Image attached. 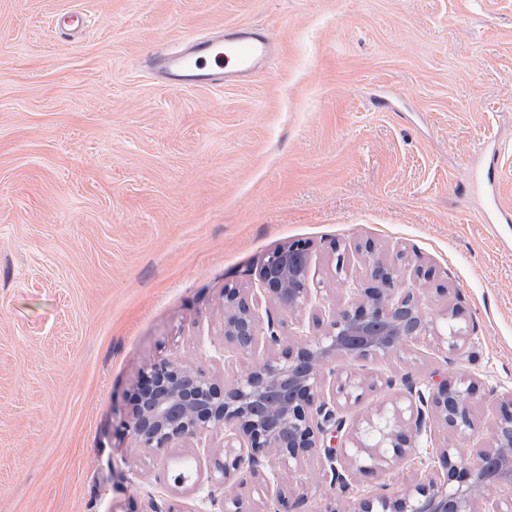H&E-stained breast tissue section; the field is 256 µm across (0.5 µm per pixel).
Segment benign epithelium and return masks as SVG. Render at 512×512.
<instances>
[{"label": "benign epithelium", "instance_id": "obj_1", "mask_svg": "<svg viewBox=\"0 0 512 512\" xmlns=\"http://www.w3.org/2000/svg\"><path fill=\"white\" fill-rule=\"evenodd\" d=\"M355 250L364 257L368 280L347 283L350 301L326 317H315L316 324H325L322 334L295 351L277 350L287 322L269 311L263 316L261 310L268 304L283 315L293 314L318 297L319 289L309 280L307 244L294 242L262 257L253 270L262 284L260 292L251 293L236 283L226 285L224 343L246 354L262 348L267 355L230 383H220L205 370L173 357L153 363L134 393L127 422L138 447L157 457L207 431L235 430L237 435L224 438V458L216 467L226 478L246 472L264 484L273 501L272 512H279L283 497L270 478L298 468L315 453H323L343 488L366 470L363 457L385 467L405 455L410 439L398 417L381 430L379 447L389 449L386 454L362 447L356 433L344 432L346 421L337 415L336 399L352 398L359 383L336 367L333 357L338 353L350 360L384 356L410 339L441 338L443 332L417 297V283L428 280L431 273L418 267L414 282L407 283L402 280L403 252L384 264L369 242ZM328 384L334 391L325 389ZM409 393L418 400L413 409L417 430L435 418L461 434L474 431L473 386L444 382L426 392L411 387ZM491 447L492 452L477 451L475 466L445 449L443 464L455 485L425 472L410 492L397 498H362L350 512H512V393L503 397ZM488 476L507 491L505 496L479 499Z\"/></svg>", "mask_w": 512, "mask_h": 512}]
</instances>
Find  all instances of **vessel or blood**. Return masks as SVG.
<instances>
[{
	"label": "vessel or blood",
	"instance_id": "1",
	"mask_svg": "<svg viewBox=\"0 0 512 512\" xmlns=\"http://www.w3.org/2000/svg\"><path fill=\"white\" fill-rule=\"evenodd\" d=\"M274 48L251 27H232L222 40L193 38L175 48L157 49L147 66L159 85L220 88L249 78L268 65Z\"/></svg>",
	"mask_w": 512,
	"mask_h": 512
}]
</instances>
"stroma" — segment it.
I'll list each match as a JSON object with an SVG mask.
<instances>
[{
    "mask_svg": "<svg viewBox=\"0 0 512 512\" xmlns=\"http://www.w3.org/2000/svg\"><path fill=\"white\" fill-rule=\"evenodd\" d=\"M234 25L275 47L249 80L170 89L139 68ZM295 241L321 292L287 346L348 300L336 246L365 280L366 241L404 251L405 278L432 269L420 303L463 334L343 361L365 383L347 426L395 411L413 446L345 492L309 457L278 478L288 512L399 497L446 448L489 446L512 393V0H0V512H219L227 493L265 512L264 485L215 471L223 430L154 458L124 423L159 358L227 382L255 366L224 344V286L259 290L249 269ZM460 379L475 435L415 432L408 387Z\"/></svg>",
    "mask_w": 512,
    "mask_h": 512,
    "instance_id": "obj_1",
    "label": "stroma"
}]
</instances>
